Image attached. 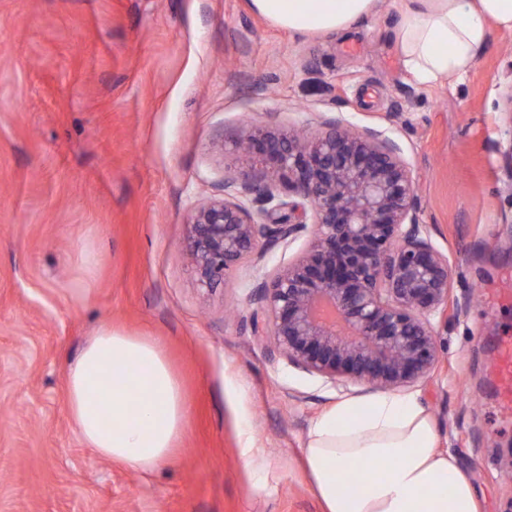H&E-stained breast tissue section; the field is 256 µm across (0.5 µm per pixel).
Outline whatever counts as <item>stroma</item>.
Here are the masks:
<instances>
[{
    "label": "stroma",
    "mask_w": 512,
    "mask_h": 512,
    "mask_svg": "<svg viewBox=\"0 0 512 512\" xmlns=\"http://www.w3.org/2000/svg\"><path fill=\"white\" fill-rule=\"evenodd\" d=\"M396 18L387 4L343 36L295 37L250 0H0V512H322L309 425L373 389L254 336L256 283L306 237L213 288L184 243L242 170L246 124L310 134L334 116L401 147L462 306L435 319L441 362L411 392L480 512H512L494 347L512 333V30L492 28L462 79L422 84ZM105 324L157 339L182 382L183 438L152 473L101 458L68 413L67 369Z\"/></svg>",
    "instance_id": "1"
}]
</instances>
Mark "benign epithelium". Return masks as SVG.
<instances>
[{
  "label": "benign epithelium",
  "instance_id": "1",
  "mask_svg": "<svg viewBox=\"0 0 512 512\" xmlns=\"http://www.w3.org/2000/svg\"><path fill=\"white\" fill-rule=\"evenodd\" d=\"M233 148L246 169L188 221L199 285L305 234L304 251L256 284L257 340L335 384L428 380L440 358L432 319L452 303L448 257L419 220L398 143L330 117L307 138L249 124Z\"/></svg>",
  "mask_w": 512,
  "mask_h": 512
}]
</instances>
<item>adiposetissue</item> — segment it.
<instances>
[{"instance_id":"1","label":"adipose tissue","mask_w":512,"mask_h":512,"mask_svg":"<svg viewBox=\"0 0 512 512\" xmlns=\"http://www.w3.org/2000/svg\"><path fill=\"white\" fill-rule=\"evenodd\" d=\"M380 0H251L294 36L343 35L374 15ZM512 30V0H400L393 37L405 69L421 83L472 70L491 26ZM69 415L84 443L140 471L162 466L187 418L180 381L161 343L102 326L66 380ZM416 397L348 399L311 425L304 460L323 512H479L457 457Z\"/></svg>"}]
</instances>
